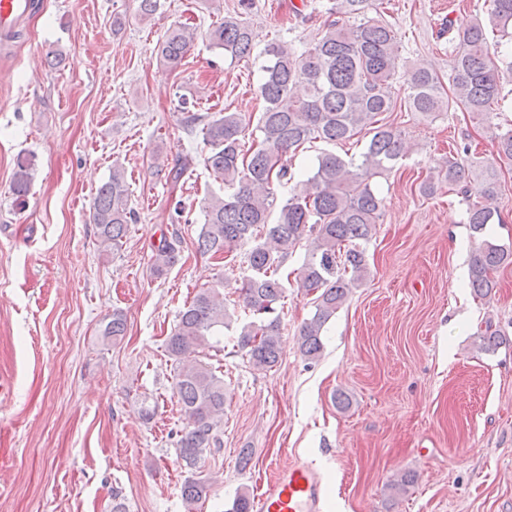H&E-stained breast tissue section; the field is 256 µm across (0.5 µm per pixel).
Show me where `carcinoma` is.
<instances>
[{
	"mask_svg": "<svg viewBox=\"0 0 512 512\" xmlns=\"http://www.w3.org/2000/svg\"><path fill=\"white\" fill-rule=\"evenodd\" d=\"M375 16H368L369 6ZM498 33V43L512 42V0H490L487 21L476 18L448 31L451 45L452 96L442 93L440 77L424 67L404 73L408 89L403 97L407 112L432 116L457 106L478 122L492 123V105L502 99L504 85L512 83V62L491 53L487 33ZM209 44L224 57L240 61L253 55L257 34L241 15L226 16L205 33ZM194 33L186 25L167 29L157 47V60L171 69L182 65ZM264 81L260 85L263 108L255 131L259 139L245 145L248 124L241 115L224 109L208 121L186 111L188 133L201 131L209 147L204 166L224 183V194L203 199L204 223L197 249L224 259L250 242L249 274L239 288L243 307L255 316L239 333L238 346L261 370L275 367L282 353L280 316H272L285 298L280 270L301 241L308 243V257L292 271L301 291L314 298L315 312L300 330L301 353L313 360L323 351L322 331L346 301L350 288L366 272L365 249L375 232L382 199L371 179L392 169L407 155L402 134L378 124L377 116L397 107L394 83L401 69L396 30L385 18L383 2L336 0L329 9L319 38L296 51L281 41H270L259 53ZM304 82L308 93L291 96L293 85ZM368 130L371 138L360 159H346L323 150L315 157L312 175L294 181L288 159L316 141L338 144ZM497 154L512 160V127L495 134ZM448 160L444 178L460 187L467 202L468 224L479 233L501 220L497 172L492 164L466 143ZM35 163L32 155L17 158L12 178L15 200L22 204L29 192ZM290 186L288 198L277 203L275 188ZM278 210L275 221L271 212ZM136 213L129 204V184L124 170L114 165L106 182L96 191L92 222L100 247L116 249L127 236ZM177 241L163 240L155 249L152 272L162 275L177 261ZM512 264V246L481 241L472 252L469 287L484 299L496 286L495 273ZM224 282L199 289L185 303L166 352L175 363L174 390L186 420L178 440L179 458L189 470L198 468L205 451L221 447L224 421V378L217 368L195 358L211 346L210 337L229 326L230 315L220 288ZM126 318L115 310L102 326L101 338L117 342L126 334ZM479 348L494 350L500 332L486 325L478 337ZM209 485L187 479L181 497L194 505L207 497Z\"/></svg>",
	"mask_w": 512,
	"mask_h": 512,
	"instance_id": "1",
	"label": "carcinoma"
}]
</instances>
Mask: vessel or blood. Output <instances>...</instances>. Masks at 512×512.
I'll use <instances>...</instances> for the list:
<instances>
[{"mask_svg":"<svg viewBox=\"0 0 512 512\" xmlns=\"http://www.w3.org/2000/svg\"><path fill=\"white\" fill-rule=\"evenodd\" d=\"M29 7V0H0V30L13 27ZM320 474L308 463L295 461L259 483L255 512H323Z\"/></svg>","mask_w":512,"mask_h":512,"instance_id":"obj_1","label":"vessel or blood"}]
</instances>
